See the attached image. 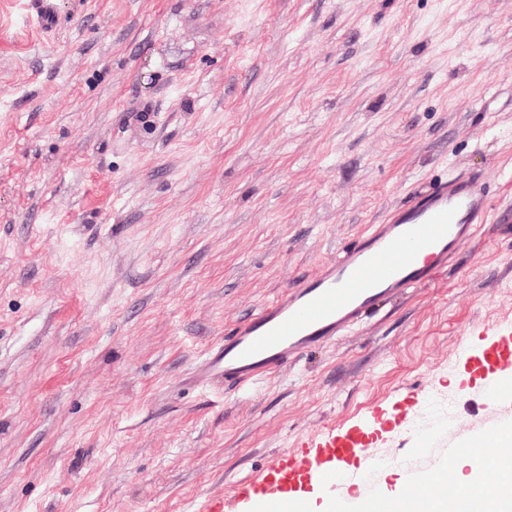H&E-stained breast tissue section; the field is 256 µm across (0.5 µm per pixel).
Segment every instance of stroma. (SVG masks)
<instances>
[{
    "label": "stroma",
    "mask_w": 512,
    "mask_h": 512,
    "mask_svg": "<svg viewBox=\"0 0 512 512\" xmlns=\"http://www.w3.org/2000/svg\"><path fill=\"white\" fill-rule=\"evenodd\" d=\"M58 9L0 0V512H252L241 484L350 431L392 498L512 423L478 367L512 334V0ZM469 170L486 222L430 284L273 380L197 383L225 331ZM28 4L42 27L51 28L55 24L56 0H28Z\"/></svg>",
    "instance_id": "35a3bbf8"
}]
</instances>
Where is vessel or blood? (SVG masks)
Instances as JSON below:
<instances>
[{
  "instance_id": "vessel-or-blood-1",
  "label": "vessel or blood",
  "mask_w": 512,
  "mask_h": 512,
  "mask_svg": "<svg viewBox=\"0 0 512 512\" xmlns=\"http://www.w3.org/2000/svg\"><path fill=\"white\" fill-rule=\"evenodd\" d=\"M37 22L52 27L56 0H28ZM490 179L486 172L452 175L429 186L358 240L317 273L286 289L270 307L254 314L211 347L201 365V381L244 386L270 379L310 348L355 329L380 302L432 281L458 250L470 242L489 210ZM488 368L512 363V342L493 345L484 355ZM504 430L491 429L450 448L429 477L391 499L367 485L352 487L346 462L360 455L363 469L377 466L369 452H357L354 439L320 448L297 470L268 474L265 512H309L303 495L306 476L327 494V512H430L432 503L447 501L454 512H470L473 497L458 482L455 462L466 456L482 463L495 460L512 470V448L502 445Z\"/></svg>"
}]
</instances>
